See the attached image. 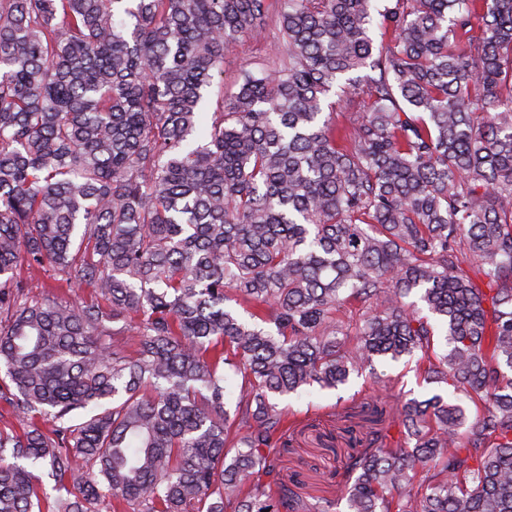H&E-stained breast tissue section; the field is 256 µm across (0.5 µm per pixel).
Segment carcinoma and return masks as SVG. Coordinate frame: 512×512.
Returning <instances> with one entry per match:
<instances>
[{
	"mask_svg": "<svg viewBox=\"0 0 512 512\" xmlns=\"http://www.w3.org/2000/svg\"><path fill=\"white\" fill-rule=\"evenodd\" d=\"M271 17L284 59L200 128ZM371 24V0H0V512H329L274 479L279 400L405 357L475 412L402 396L350 440L347 512H512V0ZM333 90L363 100L345 125ZM21 274L24 276H28L29 274L33 277V282L43 284L46 286V288H33V291L35 293H38L40 291H46L50 292L51 294H57L59 296H62L66 300L81 303V302H90L91 300L95 299L96 293H95V287L90 284H81L77 285L74 288L71 289V291L65 290H58L57 288H54L55 283L52 279H50L46 274L43 272H37L33 270H28L27 266L24 265L20 269ZM30 272V273H28Z\"/></svg>",
	"mask_w": 512,
	"mask_h": 512,
	"instance_id": "carcinoma-1",
	"label": "carcinoma"
}]
</instances>
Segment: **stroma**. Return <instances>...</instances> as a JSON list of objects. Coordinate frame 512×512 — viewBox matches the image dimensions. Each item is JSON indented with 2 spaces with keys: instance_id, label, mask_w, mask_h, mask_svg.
<instances>
[{
  "instance_id": "obj_1",
  "label": "stroma",
  "mask_w": 512,
  "mask_h": 512,
  "mask_svg": "<svg viewBox=\"0 0 512 512\" xmlns=\"http://www.w3.org/2000/svg\"><path fill=\"white\" fill-rule=\"evenodd\" d=\"M278 34L274 27L245 37L224 61V91L235 92V79L241 70H260L274 58ZM375 373L351 376L336 390L310 387L285 397L281 405L288 415L286 437L290 446L276 466L285 485H297L300 495L332 502L331 512H346L338 503L336 488L342 483L348 462L350 437L366 438L392 426L391 418L372 421L365 406L394 409V391L412 393L425 399L438 387L423 381L415 364L379 360Z\"/></svg>"
}]
</instances>
